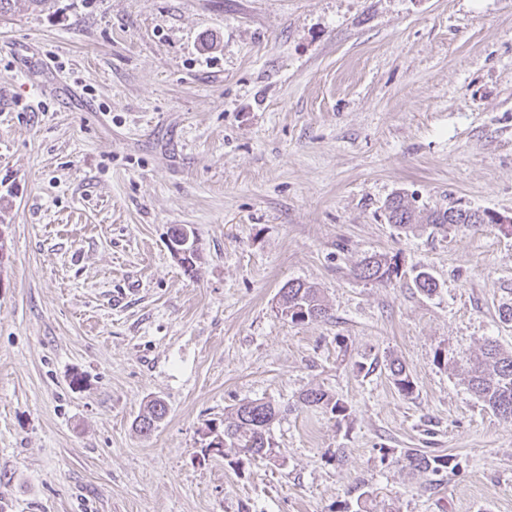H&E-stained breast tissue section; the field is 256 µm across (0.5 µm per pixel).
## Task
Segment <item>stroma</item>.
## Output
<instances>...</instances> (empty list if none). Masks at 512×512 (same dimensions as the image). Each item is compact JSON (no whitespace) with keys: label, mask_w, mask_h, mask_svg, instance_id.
I'll use <instances>...</instances> for the list:
<instances>
[{"label":"stroma","mask_w":512,"mask_h":512,"mask_svg":"<svg viewBox=\"0 0 512 512\" xmlns=\"http://www.w3.org/2000/svg\"><path fill=\"white\" fill-rule=\"evenodd\" d=\"M397 194L512 218V0H12L0 512H344L365 491L369 512H512V421L463 372L485 340L512 350V235L402 231ZM374 253L397 278L354 277ZM291 280L328 318L277 313ZM312 389L345 416L303 407ZM256 399L285 410L279 460L206 452L205 425ZM410 449L456 467L430 487ZM388 223L394 224L402 230L413 229L416 222V214L402 199L401 196L391 198L385 205ZM390 377L398 392L404 396H410L414 391V381L407 372L406 367L398 359H390L387 364ZM166 415L167 406L165 403L160 399H153L138 416L136 426L141 434L149 435L164 420Z\"/></svg>","instance_id":"stroma-1"}]
</instances>
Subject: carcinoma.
Here are the masks:
<instances>
[{
  "label": "carcinoma",
  "instance_id": "carcinoma-1",
  "mask_svg": "<svg viewBox=\"0 0 512 512\" xmlns=\"http://www.w3.org/2000/svg\"><path fill=\"white\" fill-rule=\"evenodd\" d=\"M388 223L402 230L414 228L416 214L400 196L391 198L385 205ZM425 224L432 231H445L450 226H474L493 224L495 217L485 211L449 207L434 210L424 217ZM355 277L376 283H387L398 276V264L385 255H371L364 258L354 270ZM416 287L431 295L438 289L436 279L427 271L419 272L414 279ZM278 312L290 322L299 324L315 321L328 316V309L316 288L300 281H289L279 290ZM387 369L398 392L410 396L414 391V381L403 363L397 359L387 362ZM467 386L472 394L496 415L512 420V351L500 347L493 340L485 341L481 355L469 363ZM305 407L330 410L333 414L346 411L341 400L334 398L322 389L306 392L300 398ZM281 410L269 401L252 400L240 404L231 417L224 420L220 432L209 430L213 434L208 447H224L223 455L234 451L238 455L236 463L242 457L274 459L275 443L270 429L280 415ZM167 406L160 399L151 400L136 423L139 432L149 435L164 420ZM407 466L419 473L433 476L430 484L443 481L451 466V458L446 454L429 455L413 449L405 453Z\"/></svg>",
  "mask_w": 512,
  "mask_h": 512
}]
</instances>
